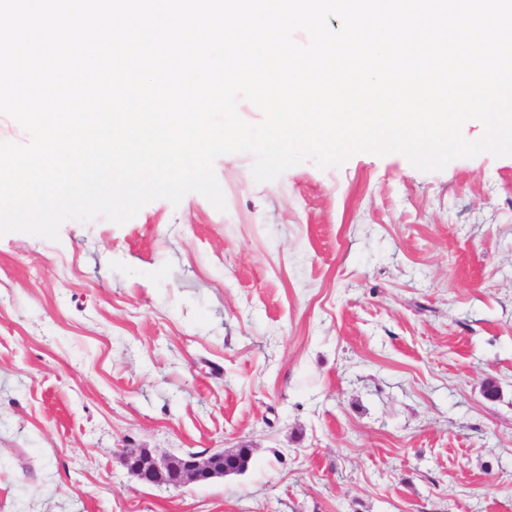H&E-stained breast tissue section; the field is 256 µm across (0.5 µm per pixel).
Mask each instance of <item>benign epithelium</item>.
Wrapping results in <instances>:
<instances>
[{
  "mask_svg": "<svg viewBox=\"0 0 512 512\" xmlns=\"http://www.w3.org/2000/svg\"><path fill=\"white\" fill-rule=\"evenodd\" d=\"M224 450H216L203 459L195 453H187L178 459L167 455L160 459L150 451L127 450L121 461L127 470L142 484H166L181 487L190 481H202L224 476L221 462Z\"/></svg>",
  "mask_w": 512,
  "mask_h": 512,
  "instance_id": "obj_1",
  "label": "benign epithelium"
}]
</instances>
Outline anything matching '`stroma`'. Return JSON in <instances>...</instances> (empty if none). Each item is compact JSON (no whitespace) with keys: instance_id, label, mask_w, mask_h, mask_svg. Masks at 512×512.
<instances>
[{"instance_id":"stroma-1","label":"stroma","mask_w":512,"mask_h":512,"mask_svg":"<svg viewBox=\"0 0 512 512\" xmlns=\"http://www.w3.org/2000/svg\"><path fill=\"white\" fill-rule=\"evenodd\" d=\"M253 163L223 212L0 236V512H512V156ZM244 445L180 489L120 461Z\"/></svg>"}]
</instances>
